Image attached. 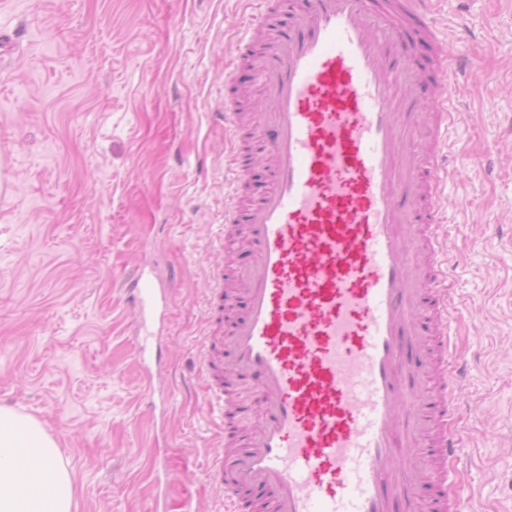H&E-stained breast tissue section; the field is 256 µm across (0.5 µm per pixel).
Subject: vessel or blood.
I'll return each instance as SVG.
<instances>
[{
  "label": "vessel or blood",
  "mask_w": 512,
  "mask_h": 512,
  "mask_svg": "<svg viewBox=\"0 0 512 512\" xmlns=\"http://www.w3.org/2000/svg\"><path fill=\"white\" fill-rule=\"evenodd\" d=\"M432 0H263L275 35L262 105L230 140L256 144L268 180L248 185L243 151L224 237L245 226L243 309L201 362L250 386L260 426L218 461L226 512H468L445 491L469 453L453 336L457 298L441 285L466 264L435 233L448 171L450 104L468 59L454 55ZM135 324L164 316L144 269L129 278Z\"/></svg>",
  "instance_id": "1"
}]
</instances>
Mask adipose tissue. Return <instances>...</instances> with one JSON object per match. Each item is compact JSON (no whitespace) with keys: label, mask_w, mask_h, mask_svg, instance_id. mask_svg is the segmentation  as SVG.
Returning <instances> with one entry per match:
<instances>
[{"label":"adipose tissue","mask_w":512,"mask_h":512,"mask_svg":"<svg viewBox=\"0 0 512 512\" xmlns=\"http://www.w3.org/2000/svg\"><path fill=\"white\" fill-rule=\"evenodd\" d=\"M68 461L36 419L0 408V512H74Z\"/></svg>","instance_id":"1"}]
</instances>
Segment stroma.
Instances as JSON below:
<instances>
[{"instance_id": "obj_1", "label": "stroma", "mask_w": 512, "mask_h": 512, "mask_svg": "<svg viewBox=\"0 0 512 512\" xmlns=\"http://www.w3.org/2000/svg\"><path fill=\"white\" fill-rule=\"evenodd\" d=\"M252 0H0V406L38 419L70 462L76 512H224L206 472L224 454L223 402L198 345L225 334L210 305L234 190L217 112ZM466 16L480 73L459 80L449 152L450 281L474 319L457 344L470 512H512V0H437L440 34ZM174 276L158 335L135 331L123 278ZM150 371H143V362Z\"/></svg>"}]
</instances>
